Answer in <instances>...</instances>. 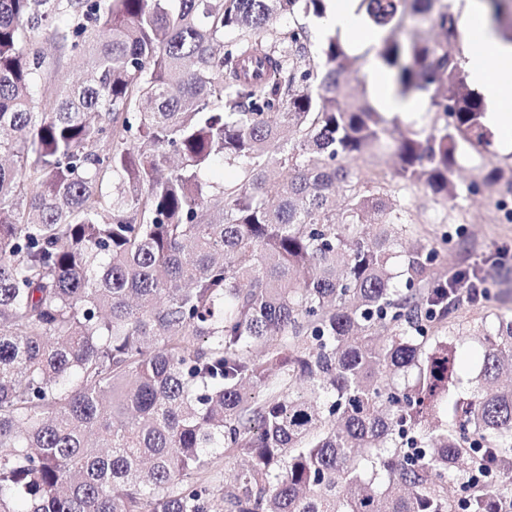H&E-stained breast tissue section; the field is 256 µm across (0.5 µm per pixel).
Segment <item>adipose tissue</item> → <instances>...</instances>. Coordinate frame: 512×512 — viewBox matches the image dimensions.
<instances>
[{
  "instance_id": "adipose-tissue-1",
  "label": "adipose tissue",
  "mask_w": 512,
  "mask_h": 512,
  "mask_svg": "<svg viewBox=\"0 0 512 512\" xmlns=\"http://www.w3.org/2000/svg\"><path fill=\"white\" fill-rule=\"evenodd\" d=\"M354 2L337 0L321 19V31L341 33L356 43L371 41L373 35L357 14ZM464 20L469 43L463 54V65L470 84L487 105L483 121L499 130L506 144L512 146V45L489 28L478 5L467 7ZM365 71L371 93L383 111L408 117L419 112V100L399 96L391 75L375 59H367Z\"/></svg>"
}]
</instances>
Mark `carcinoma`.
Wrapping results in <instances>:
<instances>
[{
    "instance_id": "1",
    "label": "carcinoma",
    "mask_w": 512,
    "mask_h": 512,
    "mask_svg": "<svg viewBox=\"0 0 512 512\" xmlns=\"http://www.w3.org/2000/svg\"><path fill=\"white\" fill-rule=\"evenodd\" d=\"M331 2L0 0V512H512V317L450 397L460 296L420 289L433 251L394 270L404 208L351 166L391 154L458 197L491 146L459 17L358 0L367 53L436 114L397 134L338 36L258 35ZM480 2L512 44V0ZM38 40L82 72L51 97ZM218 162L239 179L206 183ZM221 455L248 467L217 496Z\"/></svg>"
}]
</instances>
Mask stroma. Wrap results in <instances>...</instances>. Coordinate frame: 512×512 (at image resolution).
<instances>
[{"instance_id":"stroma-1","label":"stroma","mask_w":512,"mask_h":512,"mask_svg":"<svg viewBox=\"0 0 512 512\" xmlns=\"http://www.w3.org/2000/svg\"><path fill=\"white\" fill-rule=\"evenodd\" d=\"M508 156L500 143H493L489 154L472 156L463 162L460 185L480 183L487 170L502 164ZM372 168L392 175L400 203L406 209L411 225L398 248L407 254L415 247L433 250V283L448 280L457 272H476L487 279L491 295L479 304L461 302L455 312L456 329L462 341L459 353L463 365L462 381L474 379L481 357L476 336L493 330L500 316H512V194H490L482 187L479 193L461 192L452 202L434 197L420 185L395 177V161L381 156L371 162Z\"/></svg>"}]
</instances>
